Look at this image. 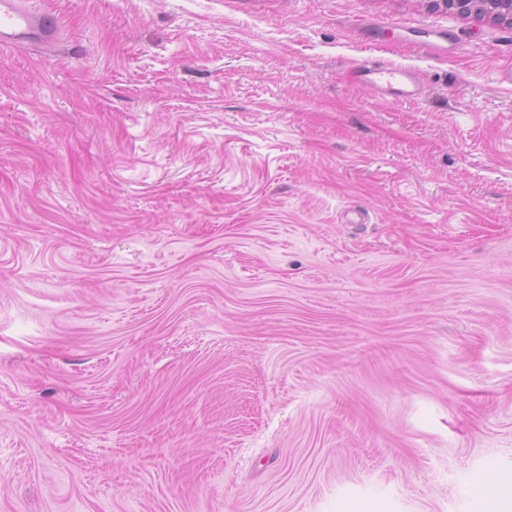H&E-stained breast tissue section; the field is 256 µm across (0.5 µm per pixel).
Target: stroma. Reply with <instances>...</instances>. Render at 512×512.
Masks as SVG:
<instances>
[{"label":"stroma","instance_id":"obj_1","mask_svg":"<svg viewBox=\"0 0 512 512\" xmlns=\"http://www.w3.org/2000/svg\"><path fill=\"white\" fill-rule=\"evenodd\" d=\"M0 50V512H489L512 477V26L43 0ZM456 33L374 49L366 26ZM411 68L412 103L350 74ZM57 18L35 6L33 0L0 1V48L26 46L43 49L56 40ZM477 493L480 498L494 508L512 499V482L501 480L493 483H479Z\"/></svg>","mask_w":512,"mask_h":512}]
</instances>
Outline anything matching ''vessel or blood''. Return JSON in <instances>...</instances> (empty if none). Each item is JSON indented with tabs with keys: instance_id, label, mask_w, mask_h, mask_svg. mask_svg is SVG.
Instances as JSON below:
<instances>
[{
	"instance_id": "obj_1",
	"label": "vessel or blood",
	"mask_w": 512,
	"mask_h": 512,
	"mask_svg": "<svg viewBox=\"0 0 512 512\" xmlns=\"http://www.w3.org/2000/svg\"><path fill=\"white\" fill-rule=\"evenodd\" d=\"M58 31L56 17L39 9L34 0H0L1 49H42L55 41ZM355 78L374 96L395 104L416 101L421 95L412 69L375 58L365 60Z\"/></svg>"
}]
</instances>
